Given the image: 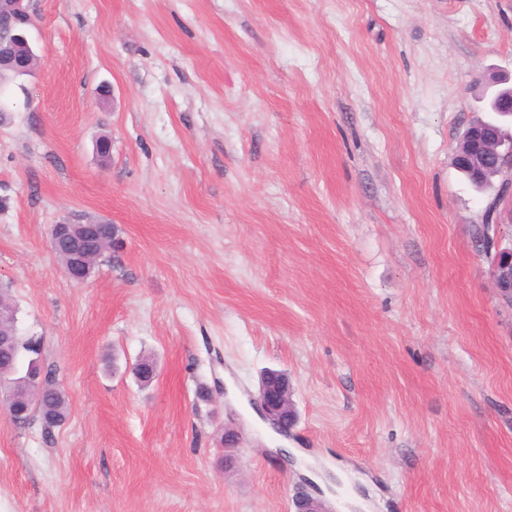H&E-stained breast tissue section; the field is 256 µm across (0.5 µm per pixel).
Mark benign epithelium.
I'll list each match as a JSON object with an SVG mask.
<instances>
[{
  "label": "benign epithelium",
  "instance_id": "7a95c632",
  "mask_svg": "<svg viewBox=\"0 0 512 512\" xmlns=\"http://www.w3.org/2000/svg\"><path fill=\"white\" fill-rule=\"evenodd\" d=\"M31 13L29 0H0V81L7 77L11 69V54L18 49L27 51L25 72H33L40 64L28 36ZM487 88L491 89L487 106L488 111L496 112L512 118V76L493 74L486 80ZM454 163L457 169L469 176L477 184L485 183L490 175L501 177L499 193L501 198L512 195V134L496 121L476 120L472 122L455 148ZM483 222L488 224L491 233L494 253L491 254L492 278L494 288L499 296H512V243L504 242L498 237V225L488 223V214H483ZM92 224L64 222L55 224L51 230V243L57 246L70 241L77 248L69 252L66 276L78 283L89 279V261L95 251L108 247L102 238L95 241L94 246L85 250L78 247ZM13 330V310L0 305V352H7L11 346ZM291 388L288 377L278 371L268 372L262 379L258 403L262 413L272 427L281 432H288L297 421V413L290 397ZM42 394V386L34 379L30 384V396L23 404L10 397H1L6 404L9 417L23 416L30 406L36 403ZM296 512H326L322 501L309 495L296 498Z\"/></svg>",
  "mask_w": 512,
  "mask_h": 512
}]
</instances>
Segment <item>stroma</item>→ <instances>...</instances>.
Segmentation results:
<instances>
[{
  "label": "stroma",
  "instance_id": "1",
  "mask_svg": "<svg viewBox=\"0 0 512 512\" xmlns=\"http://www.w3.org/2000/svg\"><path fill=\"white\" fill-rule=\"evenodd\" d=\"M30 10L0 288L70 415L0 411V512H295L314 486L328 512H512V308L474 239L490 197L454 164L512 72V0ZM70 221L121 241L83 283L50 245ZM269 370L287 438L253 414ZM290 393V383L284 373L270 371L263 377L258 403L265 418L281 433H287L297 421Z\"/></svg>",
  "mask_w": 512,
  "mask_h": 512
}]
</instances>
